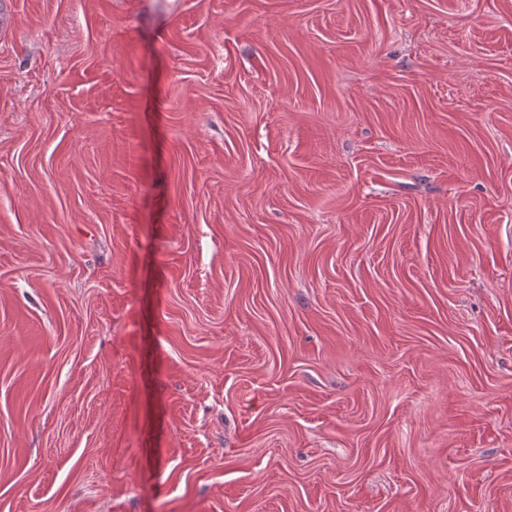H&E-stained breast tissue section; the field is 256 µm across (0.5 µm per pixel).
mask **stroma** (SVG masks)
<instances>
[{
  "label": "stroma",
  "instance_id": "obj_1",
  "mask_svg": "<svg viewBox=\"0 0 512 512\" xmlns=\"http://www.w3.org/2000/svg\"><path fill=\"white\" fill-rule=\"evenodd\" d=\"M0 512H512V0H6Z\"/></svg>",
  "mask_w": 512,
  "mask_h": 512
}]
</instances>
